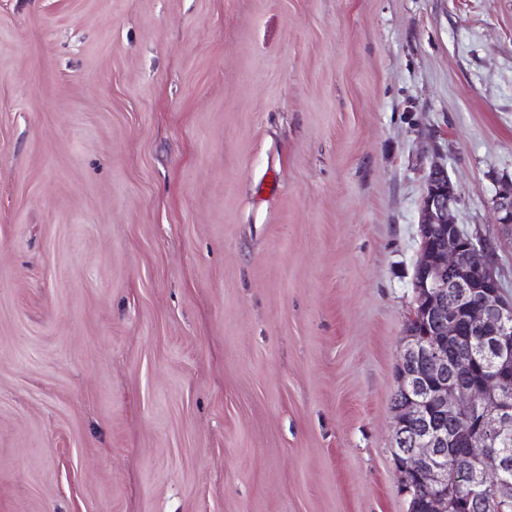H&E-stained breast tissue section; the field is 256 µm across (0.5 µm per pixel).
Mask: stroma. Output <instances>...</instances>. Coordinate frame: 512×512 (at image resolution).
Listing matches in <instances>:
<instances>
[{
  "mask_svg": "<svg viewBox=\"0 0 512 512\" xmlns=\"http://www.w3.org/2000/svg\"><path fill=\"white\" fill-rule=\"evenodd\" d=\"M436 160L512 296V0H0V512H406ZM497 221L512 230V184L505 183L495 199Z\"/></svg>",
  "mask_w": 512,
  "mask_h": 512,
  "instance_id": "35a3bbf8",
  "label": "stroma"
}]
</instances>
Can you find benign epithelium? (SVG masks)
Here are the masks:
<instances>
[{"mask_svg": "<svg viewBox=\"0 0 512 512\" xmlns=\"http://www.w3.org/2000/svg\"><path fill=\"white\" fill-rule=\"evenodd\" d=\"M459 202L447 167L434 161L421 204L410 313L423 330L405 333L394 403V457L410 512L420 504L428 512H452L442 489L449 454L460 438L444 418L485 432L465 442L466 459L512 471V454L502 449L512 442V298H504L493 259L475 265L474 255L490 249L480 236L462 234L453 215ZM495 210L498 223L512 229V184L497 193ZM464 334L477 337V347L470 354L453 352L454 337ZM480 361L487 363L481 381L465 380ZM484 497L483 484L472 479L466 498L480 509Z\"/></svg>", "mask_w": 512, "mask_h": 512, "instance_id": "benign-epithelium-1", "label": "benign epithelium"}]
</instances>
